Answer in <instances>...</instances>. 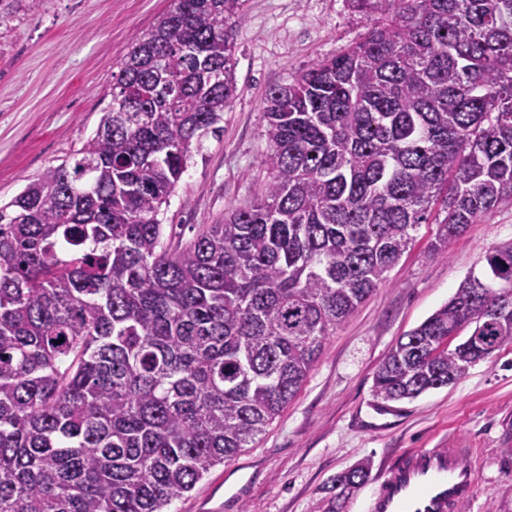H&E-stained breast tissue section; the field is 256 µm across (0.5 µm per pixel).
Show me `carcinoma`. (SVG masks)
Wrapping results in <instances>:
<instances>
[{"mask_svg": "<svg viewBox=\"0 0 512 512\" xmlns=\"http://www.w3.org/2000/svg\"><path fill=\"white\" fill-rule=\"evenodd\" d=\"M352 2L384 16L270 89L272 179L224 223L172 249L160 214L236 95L241 0H172L94 135L0 204V512H168L265 432L419 225L437 255L512 199V0ZM485 262L388 351L378 398L512 345V245ZM369 475H337L326 512Z\"/></svg>", "mask_w": 512, "mask_h": 512, "instance_id": "cac0c4a2", "label": "carcinoma"}]
</instances>
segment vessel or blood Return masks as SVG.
Masks as SVG:
<instances>
[{
  "label": "vessel or blood",
  "instance_id": "1",
  "mask_svg": "<svg viewBox=\"0 0 512 512\" xmlns=\"http://www.w3.org/2000/svg\"><path fill=\"white\" fill-rule=\"evenodd\" d=\"M475 470L464 448L410 452L381 477L375 512H457L474 495Z\"/></svg>",
  "mask_w": 512,
  "mask_h": 512
}]
</instances>
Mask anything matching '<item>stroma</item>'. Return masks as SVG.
Here are the masks:
<instances>
[{
  "label": "stroma",
  "mask_w": 512,
  "mask_h": 512,
  "mask_svg": "<svg viewBox=\"0 0 512 512\" xmlns=\"http://www.w3.org/2000/svg\"><path fill=\"white\" fill-rule=\"evenodd\" d=\"M171 0H0V202L60 163L97 128L112 74ZM236 33L237 94L162 208L164 240L182 244L254 203L270 173L268 89L360 41L370 22L350 0H245ZM436 225L326 338L288 406L233 460L212 468L170 512H324L336 476L370 461L345 512H370L379 477L413 450L466 448L477 461L469 512H512V346L457 383L379 414L375 369L400 336L447 303L486 253L512 244V201L434 255Z\"/></svg>",
  "instance_id": "stroma-1"
}]
</instances>
